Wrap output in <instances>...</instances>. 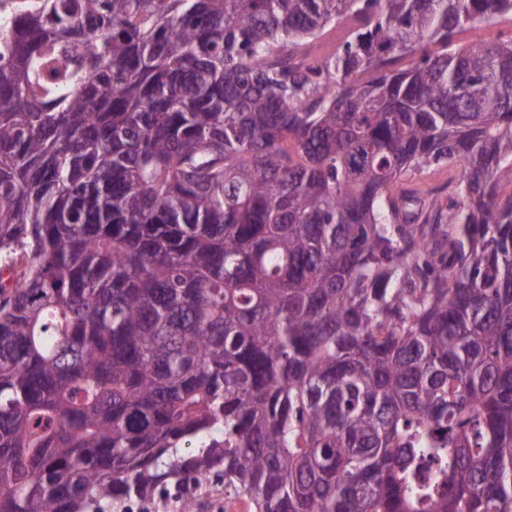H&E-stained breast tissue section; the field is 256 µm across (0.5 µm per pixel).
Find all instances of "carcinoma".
<instances>
[{
	"label": "carcinoma",
	"instance_id": "1",
	"mask_svg": "<svg viewBox=\"0 0 512 512\" xmlns=\"http://www.w3.org/2000/svg\"><path fill=\"white\" fill-rule=\"evenodd\" d=\"M481 16L512 0H14L0 512L200 478L512 512V38L458 43Z\"/></svg>",
	"mask_w": 512,
	"mask_h": 512
}]
</instances>
